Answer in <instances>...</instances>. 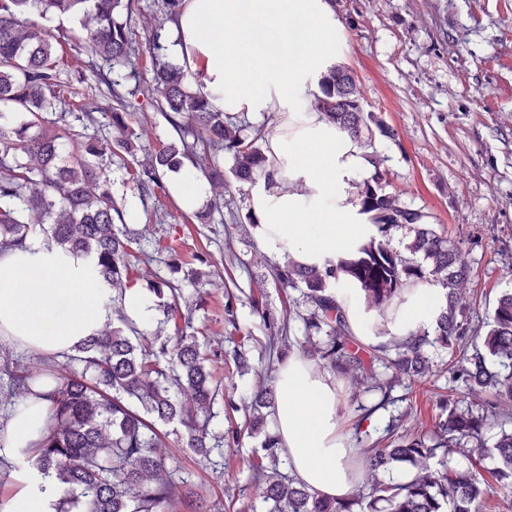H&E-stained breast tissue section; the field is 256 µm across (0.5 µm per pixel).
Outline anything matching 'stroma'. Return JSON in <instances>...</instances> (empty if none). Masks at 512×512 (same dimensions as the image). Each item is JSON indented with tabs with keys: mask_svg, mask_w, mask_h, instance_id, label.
<instances>
[{
	"mask_svg": "<svg viewBox=\"0 0 512 512\" xmlns=\"http://www.w3.org/2000/svg\"><path fill=\"white\" fill-rule=\"evenodd\" d=\"M336 18V62L354 73L364 110L380 114L394 138L374 136L370 149L382 159L378 173L385 192L421 211L461 243L468 264L463 294L471 325L485 333L500 294L512 289V0H328ZM140 13L128 18L136 33L135 53L121 72H135L141 84L153 78L146 39L161 24L168 60H177L176 34L157 0H139ZM62 73L82 67L88 80L83 97L67 111H96L105 101L98 90L90 55L58 59ZM129 123L139 135L137 160L173 135L163 115L134 111ZM112 189L123 197L127 223L137 225L140 248L152 250L167 225H178L186 253L200 254L192 269L205 305L193 323L208 334L211 348L231 343L224 328V292L232 287L266 296L279 310L280 286L274 276L283 263L263 251L246 217L253 184L231 182L222 216L189 224L176 197L164 200L165 224L147 223L136 190L122 162L112 165ZM412 384L398 383L395 402L372 418L384 429L401 418V433L428 434L440 395L450 394L459 409L474 408L463 384L441 370ZM167 464L185 477L187 496L177 512H236L246 504L249 465L260 453L263 434L243 436L239 445L204 459L187 448L176 425L161 426Z\"/></svg>",
	"mask_w": 512,
	"mask_h": 512,
	"instance_id": "1",
	"label": "stroma"
}]
</instances>
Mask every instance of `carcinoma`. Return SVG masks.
Returning <instances> with one entry per match:
<instances>
[{
  "label": "carcinoma",
  "instance_id": "cac0c4a2",
  "mask_svg": "<svg viewBox=\"0 0 512 512\" xmlns=\"http://www.w3.org/2000/svg\"><path fill=\"white\" fill-rule=\"evenodd\" d=\"M136 0H0V254L40 238L65 253L88 259L92 277L112 286L105 306L112 309V322L96 335L75 346L67 358L70 370L56 378L54 387L41 393L48 402L47 426L31 456V466L54 478L67 492L66 499L77 512H170L178 485L158 452L162 436L157 425L178 423L186 447L207 458L215 448L239 443L241 430L231 425L223 435L210 429L214 405L224 403L226 416L239 410L235 396L224 392L212 365H232L244 375L250 364L251 334L239 337L225 354L202 350L198 329L190 314L185 283L175 277L183 240L170 227L161 251L172 257L173 276L156 277L150 291L162 300L163 322L169 329L150 332L123 311L125 289L134 285L139 265L150 262L132 245L139 234L125 221L124 209L112 192L109 168L112 158L125 159L138 151V137L128 124V97H142L139 108H155L165 114L177 138L127 170L143 202L147 221L164 223L160 196L165 192L167 172L189 161L210 183L214 199L210 209L198 210L190 222L206 224L210 210L224 208V164L227 153L233 164L231 177L252 182L269 176L268 141L264 127L245 133L244 125L231 121L215 109L198 86L200 75L185 64L158 62L153 83L126 88L135 72L112 76L113 65L132 51V31L117 20L121 11L133 13ZM88 14L94 20L71 31L60 41L45 25L53 17ZM87 52L100 61V81L107 89V108L112 132L93 133L82 142L74 139V127L96 128L95 112L47 114L75 97L84 83L82 70L74 79L62 81L51 59L56 51ZM347 67L333 64L318 81L314 110L336 128L360 141L374 126L369 112H342L336 104V78ZM22 115L25 121L15 122ZM361 211L377 226L379 237L362 244L357 255L342 260L325 272L293 265L276 273L285 287L303 288L312 311L298 315L304 335L324 336L305 350L306 356L329 367L347 381L374 377L376 367L392 371L395 378L410 382L430 371L428 348L448 352L447 369L461 379L468 394L481 406L483 415L460 411L445 399L432 424L431 436L394 438L398 424L389 421L385 435L373 438L363 422L386 408L390 395L363 410L355 424L361 444L355 463L367 473L370 486L344 500L324 498L263 464L253 466L250 483L265 504L266 512H486L496 488H512V432L501 433L495 444L497 464L484 476L479 466L484 454L466 467L448 464L452 445L461 440L481 442L487 415L507 416L512 405V293L497 300L486 334L469 335L468 306L463 285L468 267L462 247L422 219V214L367 184L360 193ZM410 226L415 232L411 249L423 254L430 268L414 264L394 251L391 232ZM359 289L367 309L400 294L408 285L442 276L448 289L447 307L437 319L434 335L422 332L402 342L395 353L386 346L365 347L352 336L345 315L328 291V280L338 273ZM239 296L224 293V324L240 331ZM253 314L266 331L264 352L268 360L289 341V318L271 311L261 298L251 299ZM10 389L33 393L39 375L19 364L7 369ZM252 411L247 421L254 433L264 430L263 410L275 406L276 393L265 382L242 395ZM394 464L415 469L405 482L378 478Z\"/></svg>",
  "mask_w": 512,
  "mask_h": 512
}]
</instances>
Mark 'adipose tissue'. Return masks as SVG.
<instances>
[{
	"label": "adipose tissue",
	"mask_w": 512,
	"mask_h": 512,
	"mask_svg": "<svg viewBox=\"0 0 512 512\" xmlns=\"http://www.w3.org/2000/svg\"><path fill=\"white\" fill-rule=\"evenodd\" d=\"M179 59L199 72L202 90L226 115L264 112L273 184L250 199L255 237L269 254L302 267L325 269L352 257L376 236L367 215L351 202L355 182L370 171L367 152L321 113L294 109V95L328 67L336 53V20L326 0H185L175 20ZM274 32L284 46L306 53L272 65L251 50L255 30ZM89 262L63 256L41 241L0 254V338L52 355L71 352L101 331L112 313L103 280H88ZM353 336L366 346L406 341L435 327L446 305L438 284L412 285L386 315L369 314L354 288L334 286ZM384 323L377 333L375 323ZM275 432L293 478L320 496L343 499L363 480L352 469L355 448L342 428L340 385L329 371L294 352L275 372ZM47 420V404L35 396L17 407L0 457L11 460L14 490L0 496V512H58L65 495L55 480L25 467Z\"/></svg>",
	"instance_id": "obj_1"
}]
</instances>
